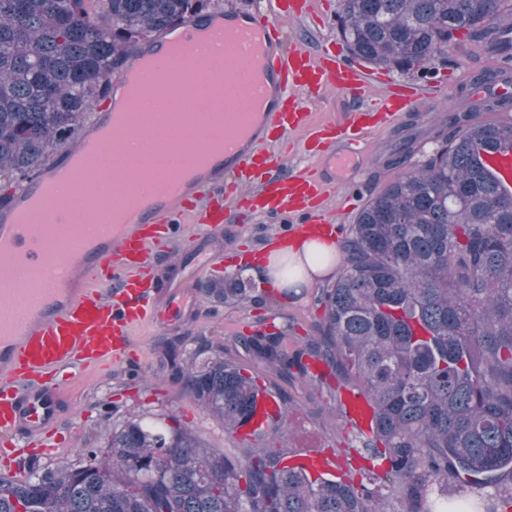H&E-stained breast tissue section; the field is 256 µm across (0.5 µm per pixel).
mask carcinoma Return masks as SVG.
<instances>
[{
	"mask_svg": "<svg viewBox=\"0 0 512 512\" xmlns=\"http://www.w3.org/2000/svg\"><path fill=\"white\" fill-rule=\"evenodd\" d=\"M213 0H0V191L73 149L110 76L143 41L211 12ZM506 0H341L351 55L409 73L464 38L487 42ZM477 83H512V71ZM471 107L512 112L489 91ZM454 128L419 167L370 198L342 242L339 269L315 302L321 338L285 347L282 331L240 337L244 353L288 381L316 362L352 377L373 409L371 465L312 477L277 448L205 447L177 421L112 427L77 464L0 480V512H448V487L486 492L484 512H512V188L483 157L512 149V123ZM403 138L386 165L404 166ZM228 305L252 299L240 273L198 285ZM163 366L225 433L250 422L266 393L224 347L171 344ZM288 424L290 397L277 396Z\"/></svg>",
	"mask_w": 512,
	"mask_h": 512,
	"instance_id": "1",
	"label": "carcinoma"
}]
</instances>
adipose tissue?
Returning a JSON list of instances; mask_svg holds the SVG:
<instances>
[{
  "label": "adipose tissue",
  "mask_w": 512,
  "mask_h": 512,
  "mask_svg": "<svg viewBox=\"0 0 512 512\" xmlns=\"http://www.w3.org/2000/svg\"><path fill=\"white\" fill-rule=\"evenodd\" d=\"M336 266V245L318 238L281 242L269 251L256 255L255 267L263 272L271 288L285 287L284 270L295 271L301 283L330 274Z\"/></svg>",
  "instance_id": "adipose-tissue-1"
}]
</instances>
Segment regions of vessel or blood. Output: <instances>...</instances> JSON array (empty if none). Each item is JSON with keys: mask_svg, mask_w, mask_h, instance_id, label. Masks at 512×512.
<instances>
[{"mask_svg": "<svg viewBox=\"0 0 512 512\" xmlns=\"http://www.w3.org/2000/svg\"><path fill=\"white\" fill-rule=\"evenodd\" d=\"M273 2V11H236L225 20L222 89L207 81L206 66H196L198 94L216 91L223 99L216 119L233 149L181 193L168 191L172 169L146 160L133 166L125 146L139 138L161 155L179 139L189 149L191 124L166 122L146 130L127 119L112 125L87 172L109 190L110 201L134 213L119 232L90 245V227L75 215L81 201L61 203L42 175L27 181L20 194L43 198V223L19 224L14 211L0 210V446L13 455L34 447L58 453L54 437L68 382L125 363L138 328L167 322L183 310L185 283L154 271L157 252L189 229L214 235L246 216L276 217L284 222L286 237L314 230L337 234L334 217L323 207L330 186L352 172L371 134L399 121L422 96L421 88L395 82L372 96V89L385 83L383 75L350 61L340 49L315 51L287 41L280 18L305 17L316 0ZM330 88L356 102L338 123L317 120L308 107L312 94ZM291 134L301 135L307 156L329 166L331 179L315 168L285 169L272 146ZM146 186L159 197L149 208L141 205ZM218 258L205 243L194 250L188 268L202 273ZM340 402L348 427L370 435L373 411L363 393L341 390ZM277 413L275 399L262 397L255 419L238 429V437H252ZM288 462L313 476L348 467L321 448L300 449Z\"/></svg>", "mask_w": 512, "mask_h": 512, "instance_id": "vessel-or-blood-1", "label": "vessel or blood"}]
</instances>
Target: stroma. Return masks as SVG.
<instances>
[{
	"label": "stroma",
	"instance_id": "obj_1",
	"mask_svg": "<svg viewBox=\"0 0 512 512\" xmlns=\"http://www.w3.org/2000/svg\"><path fill=\"white\" fill-rule=\"evenodd\" d=\"M340 3L341 0H318L317 17L283 19L281 25L288 40L305 42L315 49L325 42L339 43L336 16ZM492 65L488 56L464 40L436 61L429 74L394 73V80L411 85L442 83L446 100L442 103L426 98L419 101L402 125L376 137L372 149L357 163L346 183L334 189L328 204L344 211V229H351L372 194L398 177V170L383 166L384 154L401 136L412 132L416 135L417 149L410 164L414 167L422 164L438 147L436 133L448 113L460 110V93L475 91V77ZM282 228L278 219L267 216L228 225L220 236L212 238L213 248L224 256L223 266L216 269V276L239 272L251 279L253 301L227 305L198 295L172 324H149L138 329L134 359L87 375L67 389L64 420L72 427L73 435L67 438L59 457L36 455L32 458L34 465L47 466L58 460L78 462L84 448L102 438L107 425L121 423L131 413L160 426L179 421L207 447L222 452L243 447V440L230 438L223 426L207 415L165 372L161 361L162 346L166 340L175 337L183 339L190 348L202 338L223 345L229 356L235 357L248 371L258 374L271 392L283 390L288 393L291 398L289 426L269 438L267 447L295 450L316 441L321 447L335 449L337 456L355 457L360 446L359 438L338 417L335 387L319 384L315 379L284 381L264 365L250 361L237 351L239 337L250 335L261 323L287 327L288 339L292 342L320 335V311L315 304V295L325 286V279H316L300 291L284 296L271 291L255 270L239 266L240 254L259 253Z\"/></svg>",
	"mask_w": 512,
	"mask_h": 512
}]
</instances>
